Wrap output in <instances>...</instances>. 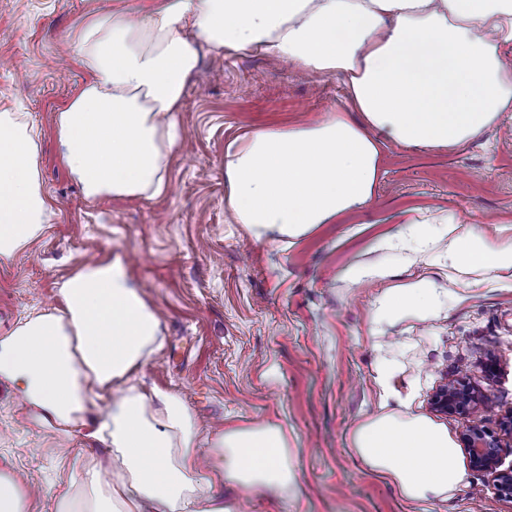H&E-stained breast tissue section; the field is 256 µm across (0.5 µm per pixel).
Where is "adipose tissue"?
Listing matches in <instances>:
<instances>
[{"mask_svg":"<svg viewBox=\"0 0 512 512\" xmlns=\"http://www.w3.org/2000/svg\"><path fill=\"white\" fill-rule=\"evenodd\" d=\"M512 0H161L145 15L92 20L70 52L91 71L54 118L58 152L89 199L152 198L181 143L174 121L201 53L271 55L309 74L341 76L343 107L312 124L256 129L224 152L226 206L259 242L289 245L361 210L386 142L455 149L512 112ZM42 144L25 114L0 113V263L43 236L50 199ZM439 231L458 279L512 271V243L494 245L447 218ZM56 308L0 335V383L35 424L102 442L80 462L55 512H227L215 485L276 495L293 486L279 426L204 438L182 399L132 377L162 349V323L122 254L78 264ZM353 449L412 501L467 483L447 430L417 415L360 422ZM209 456L212 473L199 477Z\"/></svg>","mask_w":512,"mask_h":512,"instance_id":"ef3b65f1","label":"adipose tissue"}]
</instances>
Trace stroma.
I'll use <instances>...</instances> for the list:
<instances>
[{"label": "stroma", "instance_id": "1", "mask_svg": "<svg viewBox=\"0 0 512 512\" xmlns=\"http://www.w3.org/2000/svg\"><path fill=\"white\" fill-rule=\"evenodd\" d=\"M158 2L0 0V112L27 113L37 129L52 204L44 237L0 265V333L56 306L77 264L122 253L165 333L137 382L178 395L209 432L273 424L288 435L295 485L279 497L216 486L229 512H512L492 474L472 468L448 499L406 500L351 444L353 429L380 413L426 417L456 442L472 426L499 431L512 414V273L452 285L447 237L417 231L452 213L491 242L512 241V112L452 151L386 143L371 203L285 248L232 222L224 149L251 129L318 120L343 104V81L269 55L207 54L175 115L182 141L164 193L87 199L60 160L54 125L89 75L66 46L97 15ZM353 265L369 271L356 284L342 276ZM420 279L433 289L429 311L379 315L388 289ZM459 381L489 406L465 418L435 412L432 395ZM106 453L80 433L35 426L0 384V469L37 489L31 512H53L71 467Z\"/></svg>", "mask_w": 512, "mask_h": 512}]
</instances>
